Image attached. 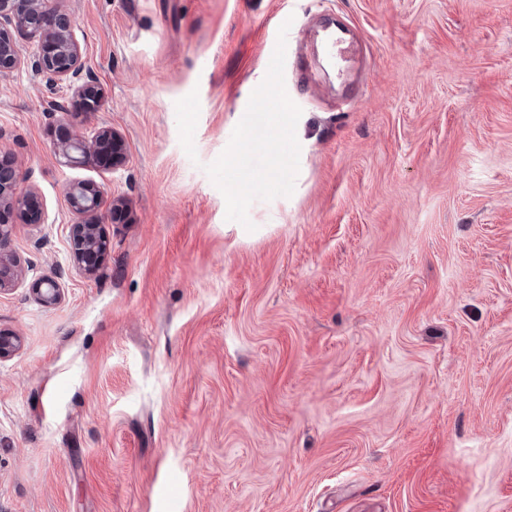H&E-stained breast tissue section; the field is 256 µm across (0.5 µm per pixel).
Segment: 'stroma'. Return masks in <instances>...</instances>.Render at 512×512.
Wrapping results in <instances>:
<instances>
[{"instance_id": "stroma-1", "label": "stroma", "mask_w": 512, "mask_h": 512, "mask_svg": "<svg viewBox=\"0 0 512 512\" xmlns=\"http://www.w3.org/2000/svg\"><path fill=\"white\" fill-rule=\"evenodd\" d=\"M104 96L0 77V152L64 296L0 295V512H512V0H59ZM293 15L291 196L226 220L204 171ZM356 34L336 90L319 20ZM198 91L196 159L175 103ZM121 134L112 171L59 126ZM123 198L94 274L69 184ZM112 146V170L124 163L123 142L118 133L105 126H94L82 135H69L55 147V156L68 166H84L94 156L103 160L104 148Z\"/></svg>"}]
</instances>
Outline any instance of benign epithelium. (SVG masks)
<instances>
[{"label": "benign epithelium", "mask_w": 512, "mask_h": 512, "mask_svg": "<svg viewBox=\"0 0 512 512\" xmlns=\"http://www.w3.org/2000/svg\"><path fill=\"white\" fill-rule=\"evenodd\" d=\"M48 0H0V76L26 66L48 82L67 81L74 94L81 98L80 111L96 112L101 106V92L93 77L84 71L81 45L76 25L60 8L47 7ZM25 33L28 46L19 47L11 30ZM112 147V168L124 163L123 142L118 133L105 126H94L81 135H70L55 147V156L68 166H84L93 157H103L104 148ZM16 171L0 167V294L12 289L15 283L31 276L30 291L43 307L57 305L63 297L60 283L44 274H37L31 265H23L10 248L13 225L1 215L13 209L27 224L43 223V212L34 196L17 198L13 187ZM70 209L83 220L70 225L71 257L77 264L89 268L98 265L101 251L106 249L101 225L94 219L104 203V189L92 182H78L66 189Z\"/></svg>", "instance_id": "obj_1"}]
</instances>
